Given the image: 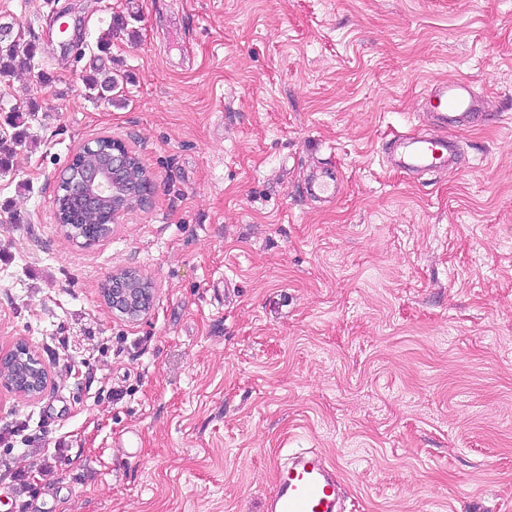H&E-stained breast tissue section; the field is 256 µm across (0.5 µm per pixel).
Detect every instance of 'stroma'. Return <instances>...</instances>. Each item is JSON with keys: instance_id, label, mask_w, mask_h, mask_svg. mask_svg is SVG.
I'll list each match as a JSON object with an SVG mask.
<instances>
[{"instance_id": "stroma-1", "label": "stroma", "mask_w": 512, "mask_h": 512, "mask_svg": "<svg viewBox=\"0 0 512 512\" xmlns=\"http://www.w3.org/2000/svg\"><path fill=\"white\" fill-rule=\"evenodd\" d=\"M111 102L83 70L111 17ZM38 69L0 173V355L47 385L0 387V512H264L276 466L313 448L346 512H512V0H0ZM473 81L477 125L431 175L388 164L428 127L421 94ZM110 134L155 179L110 238L74 243L55 181ZM323 166L331 203L302 187ZM153 285L140 321L101 285ZM69 341L57 351L56 337Z\"/></svg>"}]
</instances>
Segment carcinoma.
<instances>
[{"label": "carcinoma", "instance_id": "carcinoma-1", "mask_svg": "<svg viewBox=\"0 0 512 512\" xmlns=\"http://www.w3.org/2000/svg\"><path fill=\"white\" fill-rule=\"evenodd\" d=\"M112 24H107L96 40L97 54L89 63V73L83 78L84 86L89 96L98 100L112 101V91L117 86V80L112 75ZM37 47L34 40L29 38L23 26L17 21L0 22V84H7L10 78L19 70L36 68ZM34 112H17L11 127L15 132L9 136L0 137V171L9 169L10 144L16 142L21 135L18 127L26 123V117ZM114 139L110 135L98 137L97 153L87 154L76 150L71 156L69 174L74 175L83 171L87 164L99 162L105 155L112 152ZM151 174L142 165L138 157H133L131 168L117 180V194L120 195L130 208L140 203L138 191L146 189ZM56 223L63 234L69 239L85 243L96 242L112 234L110 218L112 202L98 201L88 203L80 198L67 195L62 187H57L53 201ZM151 287V283L135 270H124L116 274V278H107L102 284V296L112 301V295L121 297L125 307L137 309L144 305L142 289ZM37 378L30 367L28 359L20 349H15L0 357V379L12 390L25 393Z\"/></svg>", "mask_w": 512, "mask_h": 512}]
</instances>
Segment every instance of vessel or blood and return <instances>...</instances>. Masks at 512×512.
Here are the masks:
<instances>
[{"label": "vessel or blood", "mask_w": 512, "mask_h": 512, "mask_svg": "<svg viewBox=\"0 0 512 512\" xmlns=\"http://www.w3.org/2000/svg\"><path fill=\"white\" fill-rule=\"evenodd\" d=\"M423 99L433 119V133L419 135L408 131L395 137L396 143L411 147L401 164L402 171L408 174L440 168L448 152L444 130L451 126L475 125L482 115L481 100L467 80L436 81L426 90ZM266 512H343L335 474L319 452L301 449L277 466Z\"/></svg>", "instance_id": "vessel-or-blood-1"}]
</instances>
